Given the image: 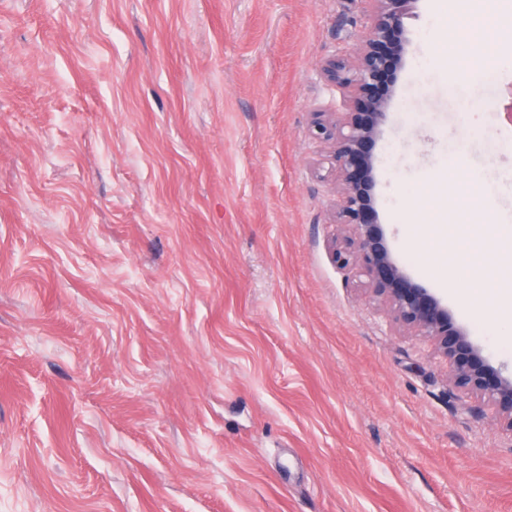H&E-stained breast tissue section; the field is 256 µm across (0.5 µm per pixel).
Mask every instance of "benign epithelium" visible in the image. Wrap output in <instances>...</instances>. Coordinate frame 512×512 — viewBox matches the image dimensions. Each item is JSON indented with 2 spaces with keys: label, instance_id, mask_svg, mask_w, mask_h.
<instances>
[{
  "label": "benign epithelium",
  "instance_id": "7a95c632",
  "mask_svg": "<svg viewBox=\"0 0 512 512\" xmlns=\"http://www.w3.org/2000/svg\"><path fill=\"white\" fill-rule=\"evenodd\" d=\"M370 2L369 33L354 62L332 59L325 67L328 80L342 95V104L360 102L363 111L349 113L343 122L330 104L316 113V132L327 142L338 193L331 259L346 279H360L400 327L429 338L436 354L448 361V387L462 399L478 401L468 410L481 414L489 409L512 438V370L492 363L470 331L453 322L441 299L410 277L377 224L375 162L368 146L386 122L388 102L376 89L396 69L402 53L403 18L413 0Z\"/></svg>",
  "mask_w": 512,
  "mask_h": 512
}]
</instances>
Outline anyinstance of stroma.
Masks as SVG:
<instances>
[{
	"label": "stroma",
	"instance_id": "35a3bbf8",
	"mask_svg": "<svg viewBox=\"0 0 512 512\" xmlns=\"http://www.w3.org/2000/svg\"><path fill=\"white\" fill-rule=\"evenodd\" d=\"M370 0H0V512H512V441L332 262L315 114ZM374 207L512 269V0H413ZM468 38L471 58L457 55Z\"/></svg>",
	"mask_w": 512,
	"mask_h": 512
}]
</instances>
